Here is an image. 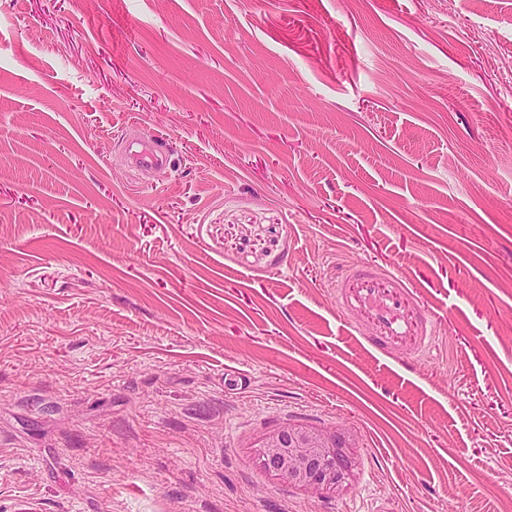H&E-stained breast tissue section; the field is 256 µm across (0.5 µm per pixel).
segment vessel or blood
<instances>
[{
	"mask_svg": "<svg viewBox=\"0 0 512 512\" xmlns=\"http://www.w3.org/2000/svg\"><path fill=\"white\" fill-rule=\"evenodd\" d=\"M411 291L397 276L363 266L336 285L341 312L366 315L369 345L386 354L400 350L410 356L428 352L437 326L410 305Z\"/></svg>",
	"mask_w": 512,
	"mask_h": 512,
	"instance_id": "b4317fda",
	"label": "vessel or blood"
}]
</instances>
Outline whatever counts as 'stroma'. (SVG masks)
Instances as JSON below:
<instances>
[{
	"instance_id": "stroma-1",
	"label": "stroma",
	"mask_w": 512,
	"mask_h": 512,
	"mask_svg": "<svg viewBox=\"0 0 512 512\" xmlns=\"http://www.w3.org/2000/svg\"><path fill=\"white\" fill-rule=\"evenodd\" d=\"M0 512H512V0H0ZM411 291L397 276L368 266L336 284V303L343 314L364 312L365 339L381 354L400 350L415 357L431 348L437 326L410 305ZM262 458L290 484L336 493L347 487L357 467L353 438L339 431L288 423L261 440Z\"/></svg>"
}]
</instances>
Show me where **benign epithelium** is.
<instances>
[{
  "instance_id": "obj_1",
  "label": "benign epithelium",
  "mask_w": 512,
  "mask_h": 512,
  "mask_svg": "<svg viewBox=\"0 0 512 512\" xmlns=\"http://www.w3.org/2000/svg\"><path fill=\"white\" fill-rule=\"evenodd\" d=\"M262 458L290 484L336 493L347 487L357 467L353 438L339 431L288 423L261 440Z\"/></svg>"
}]
</instances>
